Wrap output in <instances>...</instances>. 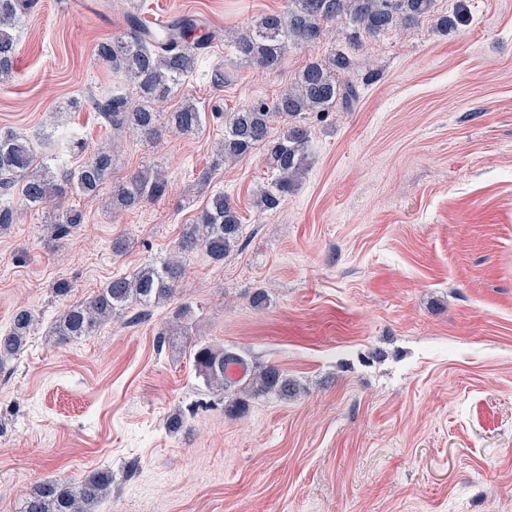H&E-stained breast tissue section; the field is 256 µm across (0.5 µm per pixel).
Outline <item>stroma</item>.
<instances>
[{
	"mask_svg": "<svg viewBox=\"0 0 512 512\" xmlns=\"http://www.w3.org/2000/svg\"><path fill=\"white\" fill-rule=\"evenodd\" d=\"M66 2L35 0L20 25L0 128L73 169L109 133L90 101L121 77L95 49L125 31L126 2L98 0L99 18ZM139 2L149 16H211L220 32L287 4ZM432 13L357 45L336 24L320 44L288 47L275 73L212 44L163 104L193 98L200 131L127 136L115 151L113 181L157 163L166 196L115 215L66 194L83 222L60 243L41 210L0 231V329L17 309L36 316L0 373V512H18L36 482L105 467L116 481L97 512H512V0H435ZM438 16L456 23L436 28ZM336 49L353 61L360 101L306 116L310 166L277 209L259 211L271 172L259 151L218 163L224 115L272 101ZM74 135L84 151L70 149ZM217 192L240 213L241 249L220 262L190 253L175 301L54 343L66 304L165 258ZM118 238L125 252H113ZM180 305V345L160 344ZM199 338L278 364L296 394L225 415L184 348ZM194 403L186 429L167 434V417Z\"/></svg>",
	"mask_w": 512,
	"mask_h": 512,
	"instance_id": "obj_1",
	"label": "stroma"
}]
</instances>
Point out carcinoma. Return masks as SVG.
<instances>
[{
	"mask_svg": "<svg viewBox=\"0 0 512 512\" xmlns=\"http://www.w3.org/2000/svg\"><path fill=\"white\" fill-rule=\"evenodd\" d=\"M434 0H288L283 12L262 15L251 26L232 35L239 60L274 73L282 67L287 46L323 41L328 25L344 23L348 40L363 33L378 35L396 27L413 26L432 12ZM32 0H0V76L13 71L18 39L15 30L30 12ZM145 21L127 14L126 30L97 45L96 55L114 72H122L136 89L139 103L130 105L119 87L112 95L95 100L96 111L110 128L111 139L98 145L73 171L58 175L51 158L38 155L31 140L0 128V229L17 223L24 210H47L52 215L50 239L64 240L82 223V212L61 203L65 189L88 199L97 198L112 174L115 139L126 131L154 142L164 130L187 135L202 126L198 105L185 99L171 112H160L164 100L194 71L199 46L212 44L218 34L198 28L194 20L179 21L177 40L155 34L139 35ZM351 68L350 57L335 50L324 59L307 63L294 83L272 102L258 101L224 114V138L218 142L221 161L234 164L261 149L274 172L270 186L256 205L273 210L286 198L307 170L310 132L301 123L309 112L328 113L336 108L351 111L360 100L356 83L339 78ZM283 122L279 134L270 123ZM168 182L158 165L147 166L112 186L110 209L120 212L163 197ZM242 224L234 202L224 193L210 196L190 224L183 225L177 251L155 263H145L129 275H116L97 294L64 308L50 329L55 342L65 343L96 334L106 323L133 307L148 308L176 298L182 275V255L203 249L222 261L240 246ZM35 325L34 314L20 309L9 327L0 330V371L26 345ZM189 357L203 384L225 398L224 413L233 415L248 399L272 396L286 400L296 383L273 363L255 364L244 356L195 340ZM114 472L92 471L75 479H48L38 483L23 499L19 512H97L112 494Z\"/></svg>",
	"mask_w": 512,
	"mask_h": 512,
	"instance_id": "obj_1",
	"label": "carcinoma"
}]
</instances>
